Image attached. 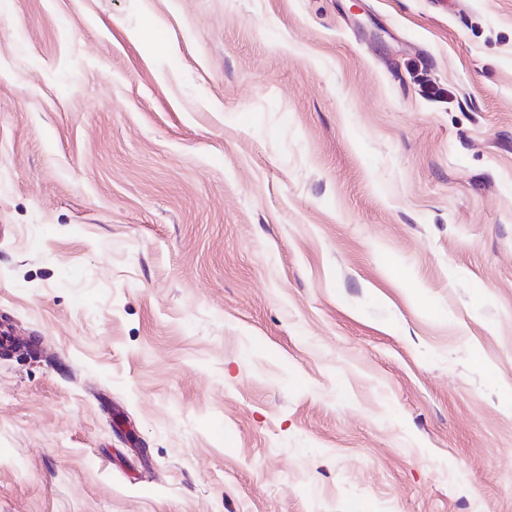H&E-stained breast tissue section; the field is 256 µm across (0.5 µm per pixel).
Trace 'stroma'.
<instances>
[{"instance_id": "obj_1", "label": "stroma", "mask_w": 512, "mask_h": 512, "mask_svg": "<svg viewBox=\"0 0 512 512\" xmlns=\"http://www.w3.org/2000/svg\"><path fill=\"white\" fill-rule=\"evenodd\" d=\"M0 225V512H512V0H0Z\"/></svg>"}]
</instances>
